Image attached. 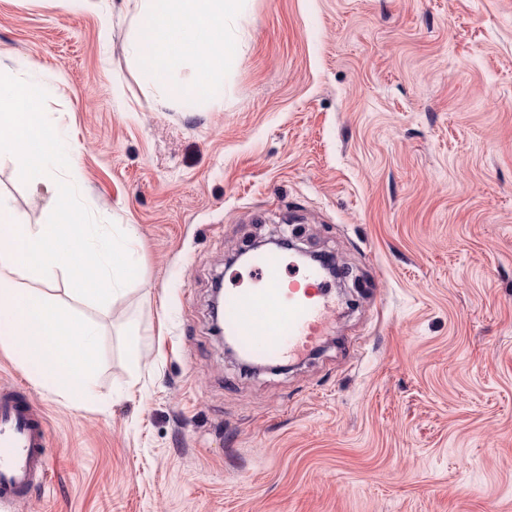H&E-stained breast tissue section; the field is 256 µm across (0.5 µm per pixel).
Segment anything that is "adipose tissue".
Returning a JSON list of instances; mask_svg holds the SVG:
<instances>
[{
  "instance_id": "1",
  "label": "adipose tissue",
  "mask_w": 512,
  "mask_h": 512,
  "mask_svg": "<svg viewBox=\"0 0 512 512\" xmlns=\"http://www.w3.org/2000/svg\"><path fill=\"white\" fill-rule=\"evenodd\" d=\"M237 0H139L149 17V38L138 44L139 62L153 85L170 87L186 57L198 68L197 83L208 87L224 66L227 19Z\"/></svg>"
}]
</instances>
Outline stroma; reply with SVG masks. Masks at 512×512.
<instances>
[{"label": "stroma", "mask_w": 512, "mask_h": 512, "mask_svg": "<svg viewBox=\"0 0 512 512\" xmlns=\"http://www.w3.org/2000/svg\"><path fill=\"white\" fill-rule=\"evenodd\" d=\"M109 35H102V25ZM136 0H0V68L48 93L62 177L135 240L75 402L0 341L49 478L0 512H512V0H246L196 89L154 88ZM0 195L48 194L0 159ZM349 274L322 347L251 373L212 335L228 255L280 231ZM138 339L137 352L127 346Z\"/></svg>", "instance_id": "35a3bbf8"}]
</instances>
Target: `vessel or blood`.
Here are the masks:
<instances>
[{
    "instance_id": "1",
    "label": "vessel or blood",
    "mask_w": 512,
    "mask_h": 512,
    "mask_svg": "<svg viewBox=\"0 0 512 512\" xmlns=\"http://www.w3.org/2000/svg\"><path fill=\"white\" fill-rule=\"evenodd\" d=\"M257 287L224 293V332L247 358L275 364L316 350L334 303L317 269L284 283L282 262L253 255ZM47 420L22 384L0 386V505L26 501L45 484Z\"/></svg>"
}]
</instances>
